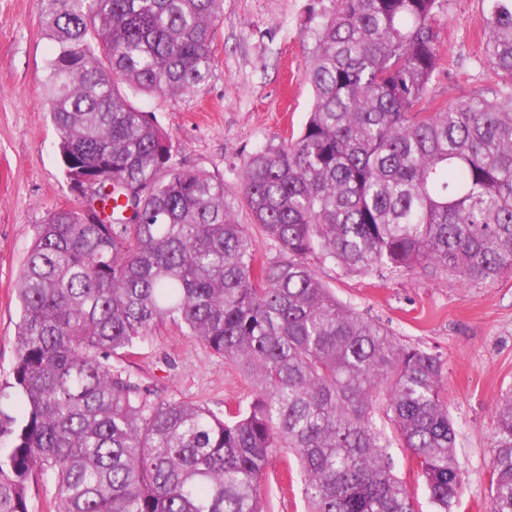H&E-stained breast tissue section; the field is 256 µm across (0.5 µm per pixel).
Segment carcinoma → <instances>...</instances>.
Masks as SVG:
<instances>
[{
  "label": "carcinoma",
  "instance_id": "cac0c4a2",
  "mask_svg": "<svg viewBox=\"0 0 512 512\" xmlns=\"http://www.w3.org/2000/svg\"><path fill=\"white\" fill-rule=\"evenodd\" d=\"M444 2L313 0L311 112L242 168L253 223L279 247L259 262L236 196L175 166L132 101L208 83L224 0H38L67 183L96 176L100 208L34 226L16 288L18 415L0 409V512H30L37 476L57 512H264L267 469L288 453L310 512H420L393 436L435 512H456L443 361L336 300L307 262L512 273V0H482L491 95L428 112ZM165 319L250 379L252 401L220 416L112 363ZM492 445L489 512H512V392ZM396 465V473L400 477L407 480L408 486L418 501L419 507L421 506L422 512H434V508L428 500L426 495L423 479L417 476L416 472H412L411 464L409 462V453L407 449L401 448L398 442H394L393 448L390 449Z\"/></svg>",
  "mask_w": 512,
  "mask_h": 512
}]
</instances>
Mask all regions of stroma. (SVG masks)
<instances>
[{
    "label": "stroma",
    "instance_id": "1",
    "mask_svg": "<svg viewBox=\"0 0 512 512\" xmlns=\"http://www.w3.org/2000/svg\"><path fill=\"white\" fill-rule=\"evenodd\" d=\"M310 0H224L207 85L189 96L141 98L168 136L176 164L222 179L238 191L244 160L300 130L313 103L304 77L312 42L304 29ZM481 0H447L438 28L443 58L424 100L428 110L494 85L482 55ZM52 45L37 0H0V386L12 379L19 305L15 292L33 227L48 211L77 203L47 115ZM341 303L380 323L404 344L439 355L462 476L459 512H488L495 412L512 389V274L468 284L384 269L369 275L310 258ZM160 398L222 412L248 403L252 384L185 328L163 321L124 362ZM266 512H306L298 472L283 464L264 480Z\"/></svg>",
    "mask_w": 512,
    "mask_h": 512
}]
</instances>
